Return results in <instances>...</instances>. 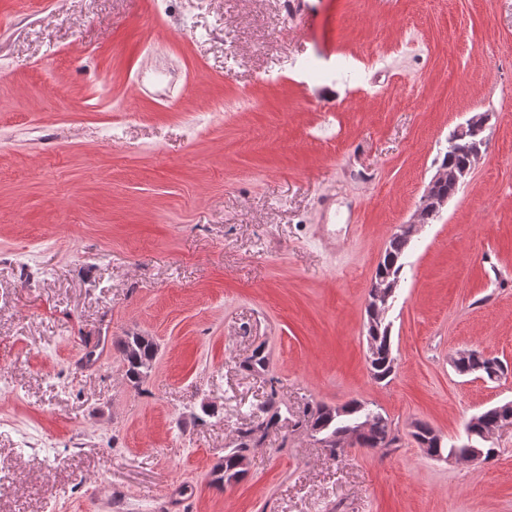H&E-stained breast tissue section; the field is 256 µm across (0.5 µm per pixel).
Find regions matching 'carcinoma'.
Listing matches in <instances>:
<instances>
[{
  "mask_svg": "<svg viewBox=\"0 0 512 512\" xmlns=\"http://www.w3.org/2000/svg\"><path fill=\"white\" fill-rule=\"evenodd\" d=\"M484 147L483 136L464 133L463 137L448 143L439 167L450 168L456 172L472 167ZM460 185L452 180L436 181L429 188L428 201L420 205L419 223L430 224L439 217L441 202L455 196ZM414 234L400 228L387 242L382 258L377 264L371 286L385 281L391 283L400 280L404 267L403 257L409 249ZM368 340L372 343L369 351V363L373 378L381 383L391 380L396 371V358L392 353V336L390 324L382 317L375 324L367 327ZM120 355L125 367L127 380L137 385L151 369L156 357L157 347L148 336H129L120 345ZM461 375L478 373L490 381L498 379L505 370L503 363L493 357H486L478 352H471L454 365ZM280 418L276 392H271L267 403L260 408L256 420L238 428L237 447L224 455V462L218 469L213 483L222 486L241 481L246 471L238 467V459L245 452L258 445L269 428L275 426ZM512 424V404L496 405L472 416L464 426L465 442L460 445H447L444 438L433 435L434 429L427 424L417 423L412 432L413 437L428 440L431 455L448 457H466L480 454L489 462L497 455V450L484 443V432L490 427ZM308 426L312 432L320 435V441L327 443L328 451L336 454L338 448L344 447L349 438L361 448H392L398 441V435L392 421L379 409L370 407L369 403L353 399L344 404L342 413H337L325 405H318L312 411Z\"/></svg>",
  "mask_w": 512,
  "mask_h": 512,
  "instance_id": "1",
  "label": "carcinoma"
}]
</instances>
